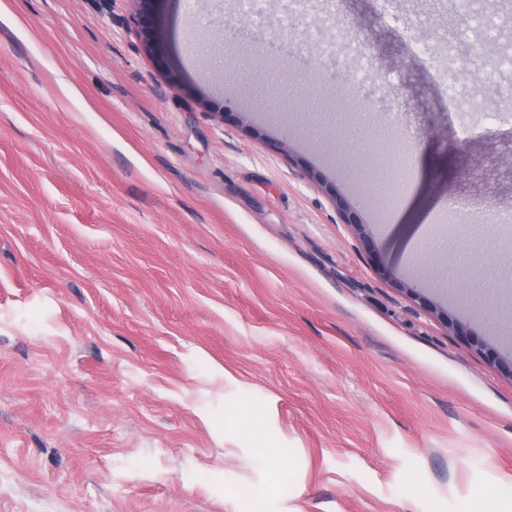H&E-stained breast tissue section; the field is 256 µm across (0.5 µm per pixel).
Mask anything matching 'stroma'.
<instances>
[{
    "instance_id": "stroma-1",
    "label": "stroma",
    "mask_w": 512,
    "mask_h": 512,
    "mask_svg": "<svg viewBox=\"0 0 512 512\" xmlns=\"http://www.w3.org/2000/svg\"><path fill=\"white\" fill-rule=\"evenodd\" d=\"M462 3L194 0L164 62L133 0H0V512H505L512 379L446 321L512 354V0ZM250 37L298 68L245 93ZM420 226V224H397L394 225L390 237L384 243L378 245L372 242L374 251L383 250L388 255L390 262L388 267L389 273L400 263L401 257Z\"/></svg>"
}]
</instances>
